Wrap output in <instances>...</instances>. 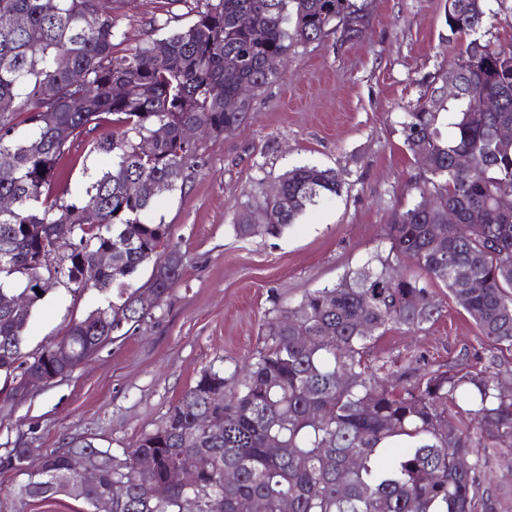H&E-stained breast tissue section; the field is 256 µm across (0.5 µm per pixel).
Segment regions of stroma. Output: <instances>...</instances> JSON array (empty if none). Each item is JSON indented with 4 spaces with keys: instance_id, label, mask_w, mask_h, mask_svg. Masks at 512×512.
<instances>
[{
    "instance_id": "1",
    "label": "stroma",
    "mask_w": 512,
    "mask_h": 512,
    "mask_svg": "<svg viewBox=\"0 0 512 512\" xmlns=\"http://www.w3.org/2000/svg\"><path fill=\"white\" fill-rule=\"evenodd\" d=\"M167 9L185 11L167 0H138L120 20L126 47L146 38L147 19ZM469 40L450 35L446 0H375L361 37L295 40L285 74L254 97L244 124L202 139L195 179L153 204L152 218L170 224L171 242L185 256L181 281L146 322L114 333L70 375L0 411V455L19 445L48 452L82 438L117 454L133 447L204 370H224L255 352L275 299L296 303L387 255L383 226L394 210L415 203L410 184L420 174L401 122ZM307 164L335 169L341 192L307 209L280 237L237 238L241 215L282 173ZM430 289L441 303L436 321L418 331L387 330L373 355L406 363L422 354L444 369L479 348L474 324L443 283ZM107 301L93 289L51 290L34 310L24 352H38ZM24 481L0 471V512H78L80 501L67 495L50 503L22 497Z\"/></svg>"
}]
</instances>
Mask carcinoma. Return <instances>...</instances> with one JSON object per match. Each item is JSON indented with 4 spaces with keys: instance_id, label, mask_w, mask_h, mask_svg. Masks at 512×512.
Segmentation results:
<instances>
[{
    "instance_id": "carcinoma-1",
    "label": "carcinoma",
    "mask_w": 512,
    "mask_h": 512,
    "mask_svg": "<svg viewBox=\"0 0 512 512\" xmlns=\"http://www.w3.org/2000/svg\"><path fill=\"white\" fill-rule=\"evenodd\" d=\"M134 0H0V155L13 172L0 173V196L14 207L0 211V296L27 293L17 311L0 309V375L12 379L5 401L20 400L23 377L31 371L65 376L90 358L125 326L152 316L139 306L129 280L153 263L148 281L164 300L181 280L183 254L171 244V226L147 219L157 181L168 191L184 188L202 167L200 148L184 143L187 125L217 134L237 130L252 104L224 110L241 85L258 92L281 75L295 39L318 40L336 30L338 18L363 34L373 0H170L188 5V22L171 10L152 15L150 33L125 48L116 12ZM447 0L451 34L473 36L448 63L458 97L427 93L402 122L412 154L424 151L428 168L413 184L414 205L391 215L384 228L390 244L380 267H366L333 286L306 292L293 306L296 321L269 318L262 346L230 377L207 370L167 413L164 423L143 435L122 456L92 441L70 442L33 466L26 449L0 456V470L26 475L19 493L51 501L64 493L65 455L88 452L98 480L88 487L83 512L116 484L125 497L113 512H496L485 493L499 464L512 467V397L488 369L450 368L416 373L393 360L370 357L375 333L388 327L420 330L433 322L438 304L425 279L439 281L474 323L481 351L512 348V212L497 206L512 195V144L496 137L512 125V45L481 39L488 15L512 11L509 0ZM245 13L263 30L262 40L237 24ZM120 86L123 92L114 93ZM492 95L495 112L480 101ZM452 128L442 132L443 114ZM166 137L143 142L154 127ZM68 132L58 141L57 132ZM98 133L89 152L109 156L107 170L88 176L77 195L58 192L74 144ZM468 155L473 167L460 171L455 157ZM280 195L265 198L254 223L242 217L236 236L278 237L308 207L337 195L336 171L296 167L279 178ZM99 223L85 224L86 208ZM461 227L447 229L442 248L431 246V228L448 210ZM61 242L57 283L64 288L117 291L110 302L69 323L62 336L40 352L23 351V336L34 308L49 292H36L46 271L36 255ZM120 248L125 259L104 266L96 255ZM412 267L396 270L391 258ZM479 280L483 287H468ZM372 326L365 334L362 325ZM308 336L311 346L294 345ZM224 390L214 405L209 393ZM213 425L205 428L203 422ZM404 436L405 448L385 442ZM279 443V452L269 443ZM358 464L346 466L350 453ZM203 466L192 484L183 475L195 459ZM465 458L468 467L459 465ZM238 473L224 483V470ZM170 485L158 499L152 486Z\"/></svg>"
}]
</instances>
